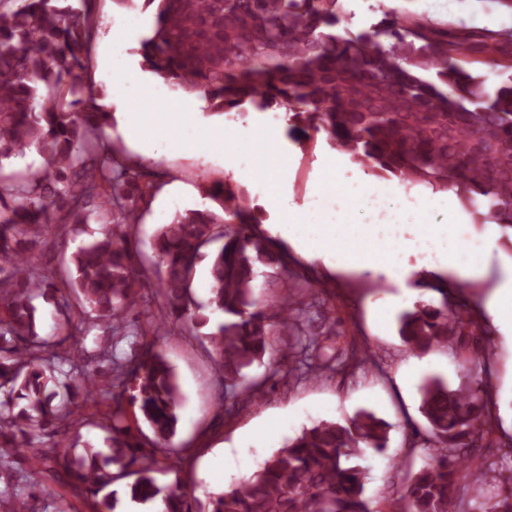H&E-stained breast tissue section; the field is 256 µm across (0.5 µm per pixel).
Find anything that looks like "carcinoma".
Instances as JSON below:
<instances>
[{
  "mask_svg": "<svg viewBox=\"0 0 512 512\" xmlns=\"http://www.w3.org/2000/svg\"><path fill=\"white\" fill-rule=\"evenodd\" d=\"M153 12L140 43L143 69L180 95H198L216 114L249 105L283 110L290 131L324 134L351 163L410 188L450 193L474 224L512 230V75L495 86L466 65L476 53L497 55L512 70V38L494 31L440 28L426 18L382 9V18L357 33L341 27L344 0H113L121 8ZM0 0V473L13 469L28 431L59 433L81 414L98 389L83 367L62 365L57 348L99 330L124 336L128 326L157 336L170 322L200 333L224 377V411L259 401L260 384L245 370L261 360L271 328H296L287 314L293 294L263 299L254 293L256 269L288 279V251L260 229L261 214L246 189L228 182L206 189L216 206L190 209L162 225L153 250L158 283L132 247L138 203L157 185L144 166L117 155L105 130L112 114L98 103L88 75L96 31V0ZM35 150L37 167L5 171ZM103 215L113 225L79 247L64 270L35 254L49 224H87ZM211 250L210 313L192 296L203 249ZM436 295L399 320L409 350L439 345L462 350L476 340L477 321L457 303L448 277L418 275ZM54 305L66 336H43L37 303ZM85 364L106 362L114 377L100 427L104 447L63 453L39 448L30 468L52 454L74 490L98 494L134 477L133 502L154 512H377L364 496L366 471L352 463L370 448L387 450V424L362 411L348 425L322 422L288 440L258 470L191 501L158 483L157 455L173 453L181 406L172 367L150 341L113 359L112 346L81 348ZM489 373L465 387L431 378L420 388V411L431 463L408 476L401 512H456L461 479L487 483L493 469L476 452L492 433L484 401ZM68 399L54 404L55 387ZM138 407L152 436L126 424ZM477 512H512V492L480 504Z\"/></svg>",
  "mask_w": 512,
  "mask_h": 512,
  "instance_id": "obj_1",
  "label": "carcinoma"
}]
</instances>
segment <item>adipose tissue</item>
I'll return each mask as SVG.
<instances>
[{"mask_svg": "<svg viewBox=\"0 0 512 512\" xmlns=\"http://www.w3.org/2000/svg\"><path fill=\"white\" fill-rule=\"evenodd\" d=\"M414 244L429 248L449 273L463 280H477L488 273V267L481 261L480 256L482 250L493 249L495 231L487 229L480 248L474 249L462 238L459 224L429 221L419 225Z\"/></svg>", "mask_w": 512, "mask_h": 512, "instance_id": "adipose-tissue-1", "label": "adipose tissue"}]
</instances>
